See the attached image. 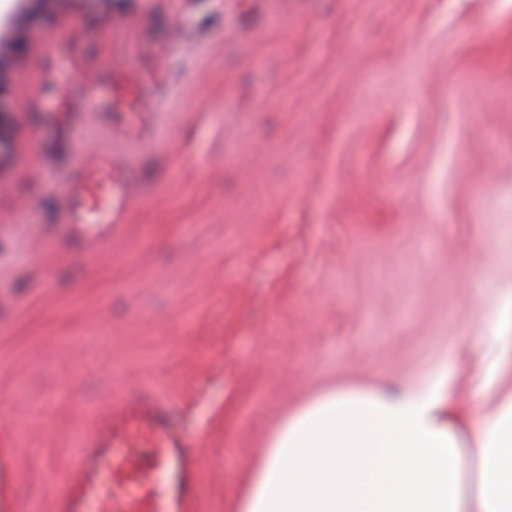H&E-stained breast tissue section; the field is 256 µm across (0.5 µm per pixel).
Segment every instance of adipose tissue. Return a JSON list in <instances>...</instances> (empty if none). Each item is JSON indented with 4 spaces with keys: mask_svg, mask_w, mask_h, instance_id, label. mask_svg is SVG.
<instances>
[{
    "mask_svg": "<svg viewBox=\"0 0 512 512\" xmlns=\"http://www.w3.org/2000/svg\"><path fill=\"white\" fill-rule=\"evenodd\" d=\"M476 417L443 412L439 384L325 389L292 412L248 480L238 512H512V310L488 338Z\"/></svg>",
    "mask_w": 512,
    "mask_h": 512,
    "instance_id": "1",
    "label": "adipose tissue"
}]
</instances>
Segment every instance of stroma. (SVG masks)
I'll use <instances>...</instances> for the list:
<instances>
[{
	"instance_id": "obj_1",
	"label": "stroma",
	"mask_w": 512,
	"mask_h": 512,
	"mask_svg": "<svg viewBox=\"0 0 512 512\" xmlns=\"http://www.w3.org/2000/svg\"><path fill=\"white\" fill-rule=\"evenodd\" d=\"M11 37L16 512H52L109 403L147 386L193 436L195 512H236L321 390L439 382L471 412L512 304V0H26ZM92 152L131 183L109 227L65 221Z\"/></svg>"
}]
</instances>
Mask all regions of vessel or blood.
I'll list each match as a JSON object with an SVG mask.
<instances>
[{
    "instance_id": "1",
    "label": "vessel or blood",
    "mask_w": 512,
    "mask_h": 512,
    "mask_svg": "<svg viewBox=\"0 0 512 512\" xmlns=\"http://www.w3.org/2000/svg\"><path fill=\"white\" fill-rule=\"evenodd\" d=\"M112 183L111 159L80 164L65 192L68 223L94 224L99 213H111ZM189 446V434L172 423L169 405L156 395L110 405L82 441L52 512H191L199 477ZM121 447L126 457L113 462V449ZM131 483L138 493H122Z\"/></svg>"
}]
</instances>
